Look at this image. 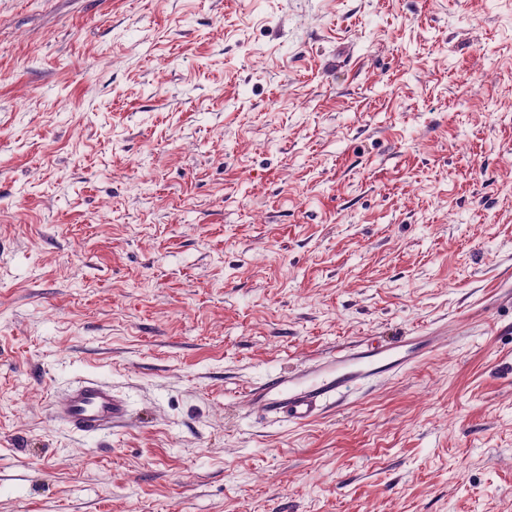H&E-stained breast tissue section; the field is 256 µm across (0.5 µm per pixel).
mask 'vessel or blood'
<instances>
[{"label":"vessel or blood","mask_w":512,"mask_h":512,"mask_svg":"<svg viewBox=\"0 0 512 512\" xmlns=\"http://www.w3.org/2000/svg\"><path fill=\"white\" fill-rule=\"evenodd\" d=\"M444 342L440 328L388 341L366 336L294 371L268 375L244 392V403L269 419L308 424L323 417L330 402L378 379L412 370ZM52 414L73 432L93 437L122 426L130 409L111 383L86 378L55 398Z\"/></svg>","instance_id":"1"}]
</instances>
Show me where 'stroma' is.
Masks as SVG:
<instances>
[{
  "label": "stroma",
  "mask_w": 512,
  "mask_h": 512,
  "mask_svg": "<svg viewBox=\"0 0 512 512\" xmlns=\"http://www.w3.org/2000/svg\"><path fill=\"white\" fill-rule=\"evenodd\" d=\"M507 289L512 0H0V512H512ZM82 378L128 422L52 420ZM444 332L445 328H436L388 341L365 336L316 356L299 369L268 375L244 392V403L269 419L311 423L323 417L331 401L421 364L443 346Z\"/></svg>",
  "instance_id": "1"
}]
</instances>
